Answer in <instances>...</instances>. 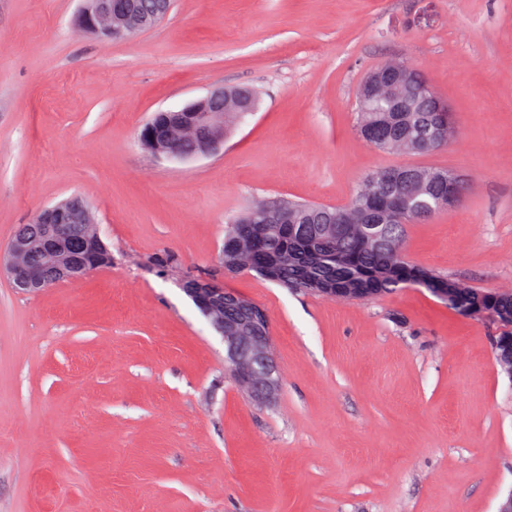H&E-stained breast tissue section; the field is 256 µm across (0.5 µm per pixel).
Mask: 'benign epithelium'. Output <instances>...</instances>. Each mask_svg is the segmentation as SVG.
Segmentation results:
<instances>
[{
  "label": "benign epithelium",
  "mask_w": 512,
  "mask_h": 512,
  "mask_svg": "<svg viewBox=\"0 0 512 512\" xmlns=\"http://www.w3.org/2000/svg\"><path fill=\"white\" fill-rule=\"evenodd\" d=\"M166 14L167 11L159 6L145 9L135 0H96L93 5L81 0L79 8L84 30L112 40L125 39L135 31L150 28ZM382 88L389 91L391 111H413L418 91L410 87V75L405 68L393 64L370 72L360 87L359 98H370ZM243 93V89L215 88L178 109L165 110L143 126L139 141L145 150L158 157L186 160L213 154L224 146V113L237 112L238 121L242 122L256 112V109L240 106L232 100L233 96ZM424 98L430 104V111L434 112V128L451 126L448 104L431 89ZM465 190V180L454 174L448 178V196L433 204L418 195L414 197V207L420 213L430 215L437 209L458 205ZM75 218L82 224L95 223L91 208L79 196L42 208L35 218L40 233L28 235L22 232L12 240L5 269L15 288L42 291L53 283L82 277L109 263V259L100 255L95 243L87 248L78 262L65 255L66 225ZM184 289L204 315L217 316L216 329L224 341L231 375L237 386L258 403L271 401L278 390V381L274 379L276 364L265 349L269 342L265 333V312L256 305L242 304L238 322H227L224 309L227 299L233 296L232 291L216 283L195 279L186 282ZM467 314L498 326L499 336L495 343L498 358L512 362V321L504 325L503 318L487 311L469 310Z\"/></svg>",
  "instance_id": "1"
}]
</instances>
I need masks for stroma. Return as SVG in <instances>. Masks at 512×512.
<instances>
[{
    "mask_svg": "<svg viewBox=\"0 0 512 512\" xmlns=\"http://www.w3.org/2000/svg\"><path fill=\"white\" fill-rule=\"evenodd\" d=\"M79 6L0 0V256L74 195L112 252L38 294L0 276V512H497L512 376L487 322L420 285L338 299L228 273L221 248L252 201L343 207L378 169L442 168L466 194L407 225V257L512 288V0H174L112 41ZM392 60L449 104L447 148L361 137L358 87ZM218 86L259 97L221 150L142 148L154 113ZM184 276L266 310L273 402L237 387Z\"/></svg>",
    "mask_w": 512,
    "mask_h": 512,
    "instance_id": "obj_1",
    "label": "stroma"
}]
</instances>
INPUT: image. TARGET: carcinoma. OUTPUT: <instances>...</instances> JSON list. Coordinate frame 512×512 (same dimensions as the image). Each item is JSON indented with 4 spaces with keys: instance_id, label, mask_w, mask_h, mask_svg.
Returning a JSON list of instances; mask_svg holds the SVG:
<instances>
[{
    "instance_id": "cac0c4a2",
    "label": "carcinoma",
    "mask_w": 512,
    "mask_h": 512,
    "mask_svg": "<svg viewBox=\"0 0 512 512\" xmlns=\"http://www.w3.org/2000/svg\"><path fill=\"white\" fill-rule=\"evenodd\" d=\"M359 132L382 125L387 132L377 131L366 142L375 149L427 153L448 144V135L434 128L424 132L425 112H366L358 109ZM403 170L422 176L414 185L408 181L384 183L378 176L390 171L380 169L368 177L345 207L325 208L307 202L268 201L247 207V213H237L224 225V246L235 241L239 225L249 216L261 214L264 222L255 225L262 245L250 254V264L242 266L284 288L310 290L314 283L319 288H332L342 298L367 299L412 284L430 290L451 288L459 306L473 310L493 308L512 318V289L483 290L467 283L442 277L411 263L404 249L405 225L423 219L419 212H402L396 219L383 218L373 229L365 230L358 219L360 210L368 205L377 210L387 209L388 200L400 195L411 197L419 192L432 200L440 199L447 191L448 172L403 166ZM293 209L297 232L294 239L284 241L280 234V205ZM94 224H73L66 251L82 256L95 236ZM242 257L237 250L224 251V271L235 273Z\"/></svg>"
}]
</instances>
